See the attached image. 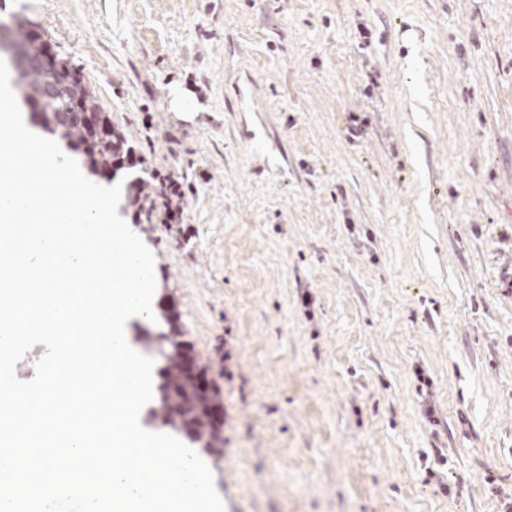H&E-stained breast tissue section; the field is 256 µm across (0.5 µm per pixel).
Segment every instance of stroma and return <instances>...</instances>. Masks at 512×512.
I'll list each match as a JSON object with an SVG mask.
<instances>
[{
  "label": "stroma",
  "mask_w": 512,
  "mask_h": 512,
  "mask_svg": "<svg viewBox=\"0 0 512 512\" xmlns=\"http://www.w3.org/2000/svg\"><path fill=\"white\" fill-rule=\"evenodd\" d=\"M80 70L173 220L226 512L512 499V0H0ZM181 85L200 104L170 107Z\"/></svg>",
  "instance_id": "1"
}]
</instances>
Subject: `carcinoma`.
<instances>
[{"label": "carcinoma", "instance_id": "carcinoma-1", "mask_svg": "<svg viewBox=\"0 0 512 512\" xmlns=\"http://www.w3.org/2000/svg\"><path fill=\"white\" fill-rule=\"evenodd\" d=\"M33 20L22 15L13 16L9 27V39L0 48L11 53L15 68L14 86L24 100L43 104L41 123L50 133L67 142L81 152L83 163L93 174H98L112 166L114 158L123 152H130L122 131L111 128L108 135L102 136L93 127L79 123L73 114L75 105L101 112V105L91 88L82 78L74 79L69 73L75 70L66 59L60 60L63 73L48 76L40 66L43 45L33 36ZM146 181L138 179L128 186L131 204L143 210L146 204H154L152 194L145 192ZM169 330L153 333L152 329L134 325L135 340L143 341L150 347H157L161 366L158 370L160 382L157 384L151 406L147 410V423L160 422L178 433L184 432V422L169 414L170 401L175 399L191 416L197 437L191 443L198 450L213 457L223 454L224 436L222 431L212 427L208 409L218 403L216 394L210 399L199 398L193 385L184 382L179 370L180 350L188 344L183 339L177 323L166 318Z\"/></svg>", "mask_w": 512, "mask_h": 512}]
</instances>
